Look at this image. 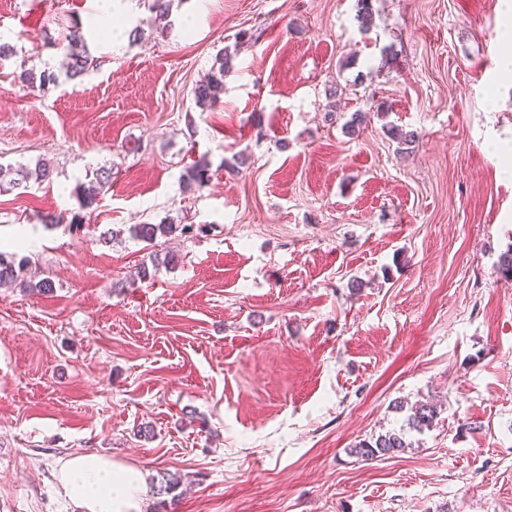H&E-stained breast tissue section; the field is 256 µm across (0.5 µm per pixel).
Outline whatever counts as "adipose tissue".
I'll use <instances>...</instances> for the list:
<instances>
[{
    "mask_svg": "<svg viewBox=\"0 0 512 512\" xmlns=\"http://www.w3.org/2000/svg\"><path fill=\"white\" fill-rule=\"evenodd\" d=\"M56 479L78 512H143L149 492L142 470L94 452L61 463Z\"/></svg>",
    "mask_w": 512,
    "mask_h": 512,
    "instance_id": "obj_1",
    "label": "adipose tissue"
}]
</instances>
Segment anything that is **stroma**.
Instances as JSON below:
<instances>
[{"instance_id": "obj_1", "label": "stroma", "mask_w": 512, "mask_h": 512, "mask_svg": "<svg viewBox=\"0 0 512 512\" xmlns=\"http://www.w3.org/2000/svg\"><path fill=\"white\" fill-rule=\"evenodd\" d=\"M372 3L366 31L356 0H178L167 22L131 0L145 35L115 52L88 0H0L17 47L0 162L53 170L0 192V248L54 284L0 289V512H78L55 473L84 451L176 474L144 512H512L501 3ZM73 20L99 69L30 95L21 70L59 68ZM225 48L224 92L200 109ZM194 161L210 181L185 194ZM104 165L111 186L82 206ZM166 218L205 231L141 280L151 248L128 229ZM420 401L439 414L411 448L353 455ZM230 59L231 53L225 48L224 53L216 57L208 78L193 88V99L199 107L212 108L219 101L224 90V66Z\"/></svg>"}]
</instances>
